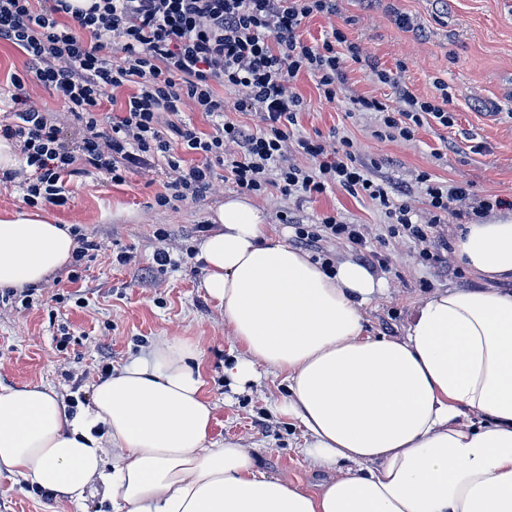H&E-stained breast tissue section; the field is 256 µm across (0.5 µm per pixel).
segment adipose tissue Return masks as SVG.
Masks as SVG:
<instances>
[{"label": "adipose tissue", "mask_w": 512, "mask_h": 512, "mask_svg": "<svg viewBox=\"0 0 512 512\" xmlns=\"http://www.w3.org/2000/svg\"><path fill=\"white\" fill-rule=\"evenodd\" d=\"M212 221L202 286L246 351L224 373L284 375L273 410L303 427L316 489L209 442L198 353L170 338L99 383L85 415L41 386L0 389V476L74 502L100 482L112 512H512V292L496 287L512 280V215L457 233V258L489 287L435 292L395 340L364 333L385 287L364 265L323 271L267 237L244 196ZM74 249L68 225L0 214V288L42 282Z\"/></svg>", "instance_id": "1"}]
</instances>
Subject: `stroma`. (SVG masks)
<instances>
[{
  "mask_svg": "<svg viewBox=\"0 0 512 512\" xmlns=\"http://www.w3.org/2000/svg\"><path fill=\"white\" fill-rule=\"evenodd\" d=\"M335 21L316 16L301 26L303 38L320 40L331 24L342 25L364 57L390 69L396 82L421 97L437 96V81L448 84L452 127H423L412 140L374 137L378 116L353 110L349 96L386 99L391 86L373 80L368 67L350 65L348 84L335 102L320 98L313 78L297 83L303 98L296 134L339 132L353 142L356 158L373 179L409 189V200L425 211L418 176L469 186L479 197L501 199L493 217L512 212V0H338ZM408 16L411 27L398 23ZM164 165L130 174L121 185L101 173L72 178L67 206L43 211L55 223L81 229L102 244L78 263L77 283L67 270L37 284L30 305L0 300V386H43L66 406L90 407L96 385L145 353L162 337L187 339L197 348L203 392L214 406L210 441L233 439L249 448L269 476L312 489L321 475L300 451L298 422L276 415L274 400L287 394L274 375L237 387L224 366L244 350L224 325V312L201 286L198 260L203 233L224 199L238 195L231 179L218 178L200 200L158 207L154 198L166 181ZM266 216L268 237L293 242L289 215L306 224L331 213L365 228L368 249L386 257L371 266L387 290L365 310L367 335L404 336L414 307L438 289L469 290L485 282L465 268L423 263L418 249L390 238L386 220L368 199L336 189L296 199L278 190L254 198ZM168 250L172 261L157 272L154 256ZM0 512H111L102 485H91L84 500H57L25 482L0 477Z\"/></svg>",
  "mask_w": 512,
  "mask_h": 512,
  "instance_id": "1",
  "label": "stroma"
}]
</instances>
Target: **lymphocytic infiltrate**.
Wrapping results in <instances>:
<instances>
[{
    "label": "lymphocytic infiltrate",
    "instance_id": "lymphocytic-infiltrate-1",
    "mask_svg": "<svg viewBox=\"0 0 512 512\" xmlns=\"http://www.w3.org/2000/svg\"><path fill=\"white\" fill-rule=\"evenodd\" d=\"M336 14V0H90L85 9L71 0H0V42L26 55V75L13 78L0 122V137L15 143L21 161L0 171V185L20 188L28 207H61L71 177L96 171L120 185L162 159L167 181L155 202L170 207L202 198L220 166L255 196L272 188L288 198L335 188L367 196L384 210L391 236L417 245L423 260H438L452 249L445 218L467 209L480 215L493 202L472 201L466 187L425 173L429 218L420 220L397 188L369 176L348 137H339L331 152L321 135H293L303 104L299 78L314 77L320 96L332 102L347 84L349 65L364 62L339 26L319 43L302 38L306 19ZM368 65L377 83L394 88L390 100L350 98L357 111L378 114L376 137L408 141L422 126H453L446 103L419 97L396 83L391 70ZM30 82L60 101L64 113L34 99ZM224 88L237 93L235 110L254 114L256 127L225 118ZM117 97L120 111L102 117L103 101ZM188 110L215 118L213 132L183 121ZM292 142L309 165L287 160ZM191 154L196 162H188ZM294 229L305 246L336 238L366 246L362 225L331 214Z\"/></svg>",
    "mask_w": 512,
    "mask_h": 512
}]
</instances>
